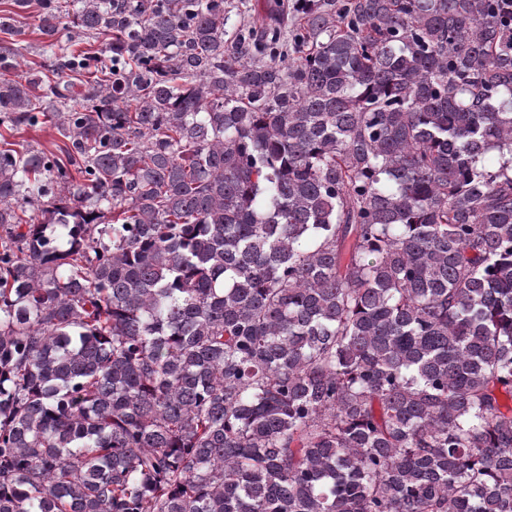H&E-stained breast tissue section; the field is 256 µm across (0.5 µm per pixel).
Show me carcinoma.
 <instances>
[{
  "label": "carcinoma",
  "instance_id": "carcinoma-1",
  "mask_svg": "<svg viewBox=\"0 0 512 512\" xmlns=\"http://www.w3.org/2000/svg\"><path fill=\"white\" fill-rule=\"evenodd\" d=\"M13 5L0 512H512L508 5ZM61 139L55 131L49 126H44L39 129H24L18 130L15 133L14 140L24 146L28 144L36 145L40 144V147L48 150H55V144H61Z\"/></svg>",
  "mask_w": 512,
  "mask_h": 512
}]
</instances>
